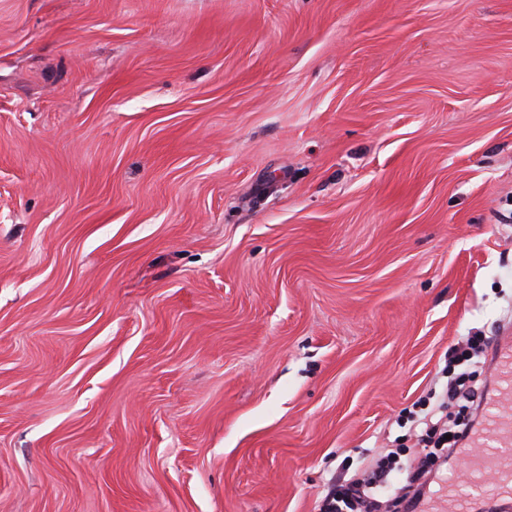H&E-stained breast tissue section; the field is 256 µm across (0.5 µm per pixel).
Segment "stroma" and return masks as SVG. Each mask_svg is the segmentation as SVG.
<instances>
[{"instance_id": "1", "label": "stroma", "mask_w": 512, "mask_h": 512, "mask_svg": "<svg viewBox=\"0 0 512 512\" xmlns=\"http://www.w3.org/2000/svg\"><path fill=\"white\" fill-rule=\"evenodd\" d=\"M512 324V0H0V512H317ZM469 341L470 342L468 344V348L462 351L460 354L454 355L452 362L463 361L469 365H486L488 361L487 353L489 348L487 339L482 336H473Z\"/></svg>"}]
</instances>
